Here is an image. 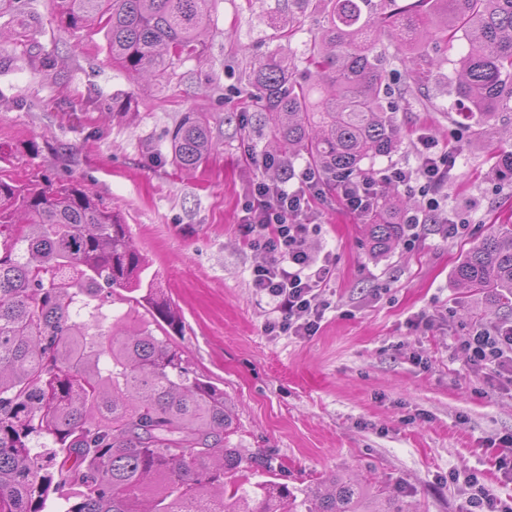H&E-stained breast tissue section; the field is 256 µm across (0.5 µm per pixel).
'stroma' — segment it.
Instances as JSON below:
<instances>
[{"label":"stroma","instance_id":"stroma-1","mask_svg":"<svg viewBox=\"0 0 512 512\" xmlns=\"http://www.w3.org/2000/svg\"><path fill=\"white\" fill-rule=\"evenodd\" d=\"M269 7L215 0L203 53L178 63L162 88L113 66L102 31L61 26L50 0L0 11V173L76 181L112 205L181 314L174 341L223 388L232 443L274 457L295 494L340 476L374 492V512L389 497L404 512H458L473 473L512 501V477L499 468L512 437V372L461 348L477 329L512 327V314L454 281L468 249L512 224V180L491 167L512 112L490 130L455 124L451 79L468 45L454 41L426 73L427 89L401 102L397 150L371 168L416 166L423 136L451 152L438 195L462 220L459 233L421 224L412 245L373 253L363 217L323 187L306 248L332 265L320 289L329 307L315 335L268 333L275 312L252 286L261 254L244 203L250 183L279 176L261 164L273 146L247 99L249 74L269 53L302 56L321 21L307 15L287 35ZM116 99L127 114H112ZM188 112L207 114L218 148L180 171L169 133Z\"/></svg>","mask_w":512,"mask_h":512}]
</instances>
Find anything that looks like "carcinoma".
<instances>
[{
    "mask_svg": "<svg viewBox=\"0 0 512 512\" xmlns=\"http://www.w3.org/2000/svg\"><path fill=\"white\" fill-rule=\"evenodd\" d=\"M51 2L68 29L98 23L112 62L158 87L202 53L213 5ZM288 10L325 15L303 73L273 53L249 79L276 156H303L328 182L366 176L364 160L394 150L399 102L416 65L439 66L430 51L442 44L471 46L458 61V126L512 112V0H288ZM383 28L409 72L401 82L377 51ZM169 142L180 170L218 148L202 112L186 113ZM396 212L382 195L368 215L374 252L402 238ZM146 269L128 225L88 190L0 178V512H362L357 484L333 479L300 500L284 483L251 481L273 458L231 446L224 390L187 366L169 332L180 315ZM456 281L512 307V226L472 247Z\"/></svg>",
    "mask_w": 512,
    "mask_h": 512,
    "instance_id": "cac0c4a2",
    "label": "carcinoma"
}]
</instances>
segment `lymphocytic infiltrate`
I'll return each mask as SVG.
<instances>
[{"label": "lymphocytic infiltrate", "instance_id": "f902f5d3", "mask_svg": "<svg viewBox=\"0 0 512 512\" xmlns=\"http://www.w3.org/2000/svg\"><path fill=\"white\" fill-rule=\"evenodd\" d=\"M418 155L419 164L413 169L393 166L356 181H338L336 187L344 206L358 213L370 210L376 202L379 183L389 181L416 186L421 198L420 212L438 211L440 202L435 190L454 162L446 151L425 139L420 142ZM299 178L303 186L293 191L283 183H251L247 189L246 230L264 255L263 262L254 270L252 286L268 296L278 314L277 320L269 324V331L311 336L318 331L327 309L319 290L331 278L332 267L327 262L315 263L304 249L309 233L305 218L311 208L310 192L317 189L320 177L307 169ZM420 212L405 213L399 221L417 226ZM298 313L305 314V322L294 323L293 317ZM463 347L474 360L493 369L502 368L512 363V328L478 330Z\"/></svg>", "mask_w": 512, "mask_h": 512}]
</instances>
